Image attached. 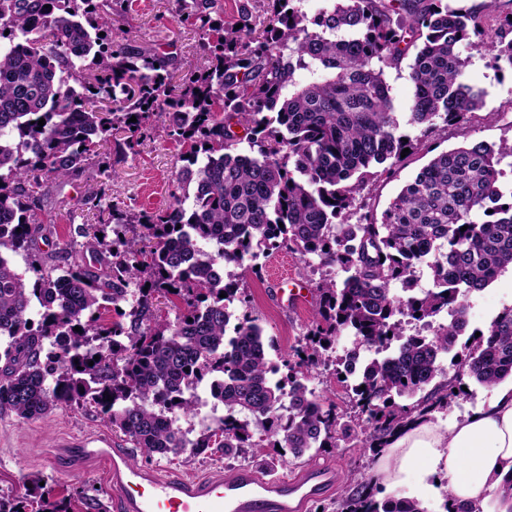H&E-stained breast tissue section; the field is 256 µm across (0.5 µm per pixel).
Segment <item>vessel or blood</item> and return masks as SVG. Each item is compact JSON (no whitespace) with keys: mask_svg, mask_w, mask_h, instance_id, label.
Listing matches in <instances>:
<instances>
[{"mask_svg":"<svg viewBox=\"0 0 512 512\" xmlns=\"http://www.w3.org/2000/svg\"><path fill=\"white\" fill-rule=\"evenodd\" d=\"M90 461L107 466L114 512H304L336 483L335 470L324 466L308 467L293 478L251 469L226 478L163 474L136 465L131 452L113 447L107 436L67 443L56 466L77 472Z\"/></svg>","mask_w":512,"mask_h":512,"instance_id":"b4317fda","label":"vessel or blood"}]
</instances>
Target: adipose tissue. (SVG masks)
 I'll use <instances>...</instances> for the list:
<instances>
[{"label": "adipose tissue", "mask_w": 512, "mask_h": 512, "mask_svg": "<svg viewBox=\"0 0 512 512\" xmlns=\"http://www.w3.org/2000/svg\"><path fill=\"white\" fill-rule=\"evenodd\" d=\"M446 480L448 512H512V386H492L487 401L451 422L421 418L390 436L372 472L394 491L412 484L433 492V476Z\"/></svg>", "instance_id": "obj_1"}]
</instances>
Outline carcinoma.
Instances as JSON below:
<instances>
[{"mask_svg":"<svg viewBox=\"0 0 512 512\" xmlns=\"http://www.w3.org/2000/svg\"><path fill=\"white\" fill-rule=\"evenodd\" d=\"M179 2L206 66L176 83L175 56L123 30L132 0H0V412L29 420L89 405L150 455L280 446L299 458L340 447L357 426L374 451L447 409L463 378H512V307L459 343L469 297L512 268V185L499 181L512 143L438 154L381 217L368 203L403 149L484 108L460 49L483 46L512 69V20L486 41L483 14L450 0H237L231 21L212 18L219 0ZM389 69L411 86L403 112ZM156 128L183 148L171 203L127 210L95 190L78 206L108 208L112 225L51 232L59 214L37 206L50 183L82 175L109 141L125 159ZM131 224L141 233L128 241ZM283 250L344 277L318 282L312 328L279 378L263 328L231 305L249 307L247 275ZM421 272L432 287L417 291ZM159 297L174 321L157 319ZM412 321L431 333L405 334ZM346 333L353 347L340 353ZM330 365L347 414L306 385ZM209 378L224 381V416L193 437L177 421L196 415ZM347 483L341 512H426Z\"/></svg>","mask_w":512,"mask_h":512,"instance_id":"1","label":"carcinoma"}]
</instances>
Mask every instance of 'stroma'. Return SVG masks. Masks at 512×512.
I'll return each instance as SVG.
<instances>
[{"label":"stroma","instance_id":"1","mask_svg":"<svg viewBox=\"0 0 512 512\" xmlns=\"http://www.w3.org/2000/svg\"><path fill=\"white\" fill-rule=\"evenodd\" d=\"M178 0H133L129 12V29L138 43L171 52L177 58L180 73L197 70L204 59L196 51L199 35L195 29L177 20ZM462 54L467 59L470 84L484 89L486 105L469 124L449 128L433 135L426 149L410 154L394 174L374 185L369 202L375 211L387 208L401 186L411 179L431 155L448 151L464 143L485 142L499 144L512 139V71L498 67L492 54L482 48L466 47ZM181 146L163 131H156L140 145L136 153L128 154L124 162L114 164L110 180H102L97 168L86 170L80 177L53 184L41 199L43 209L61 214H74V222L96 223V214L79 211L81 196L96 188H104L108 199L122 202L134 210H155L170 201L172 181L183 165ZM260 277H249L250 311L272 338L275 362L291 359L293 350L307 334L314 316V293L321 277L319 260L314 256L281 251L263 259ZM288 274L309 294L302 305L283 308L276 298V279ZM512 307V269L504 271L496 281L481 293L471 297L467 309L470 328H485L503 308ZM110 435L117 447H126L122 433L96 413L70 406H58L42 418L19 420L13 413L0 414V493L24 496L34 478H41L38 500L66 506L69 512H87L83 494H99L104 505H111L107 467L96 462L76 473L58 470L53 459L63 440H77L89 435ZM138 464L187 477L231 475L240 467L263 473L276 472L293 477L310 463L316 462L335 468L338 486L319 499L309 503L306 512H320L333 507L343 496L342 481L350 472L369 477L376 464L373 452H360L353 447L322 448L313 456L288 459L287 463H270L260 456L240 463L216 455L209 458L193 457L184 453L173 459L150 457L137 451Z\"/></svg>","mask_w":512,"mask_h":512}]
</instances>
